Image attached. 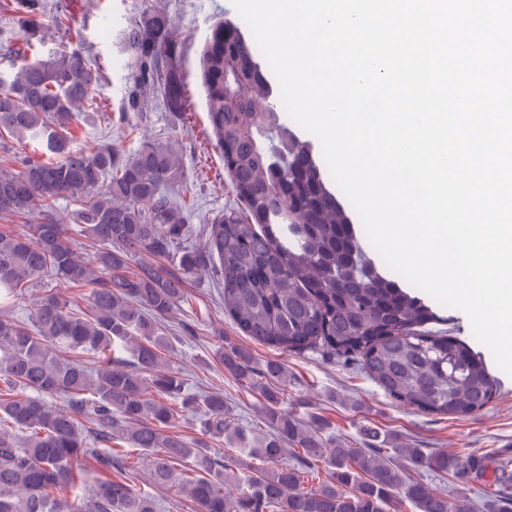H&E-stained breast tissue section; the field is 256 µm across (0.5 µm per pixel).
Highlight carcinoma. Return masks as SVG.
<instances>
[{
    "mask_svg": "<svg viewBox=\"0 0 512 512\" xmlns=\"http://www.w3.org/2000/svg\"><path fill=\"white\" fill-rule=\"evenodd\" d=\"M12 12L21 42L3 51L23 63L0 72V144L43 141L55 158L22 156L0 173V217L43 215L23 232L0 230V512H157L135 488L140 473L175 488L194 512H401L406 502L415 512H470L466 497L430 489L423 473L466 483L476 462L406 446L388 455L373 445L376 433L366 448L323 438L322 418L305 422L282 408L288 370L278 360L257 369L242 347L217 351L224 370L259 396L266 430L255 438L233 426L222 394L187 393L172 368L168 319L187 298L186 280L208 271L223 286L224 310L258 345L352 362L396 403L425 414L468 417L496 393L465 341L428 328L446 318L366 255L312 144L280 120V91L240 29L215 23L200 54L209 125L236 201L208 219L195 244L185 205L170 193L187 189L177 155L158 139L130 157L75 146L76 112L92 99L100 68L80 43L29 55L42 43L48 0H12ZM121 45L122 111H184L170 16L143 7ZM61 199L73 209L58 211ZM75 225L99 246L92 262L69 244ZM46 275L89 289L87 307L45 288L30 319H14L15 303ZM77 351L97 354V364L73 359ZM183 412L246 458L175 434ZM396 456L418 476L405 475ZM89 460L116 476L76 493ZM498 471L497 512H512V458ZM310 477L318 482L308 489Z\"/></svg>",
    "mask_w": 512,
    "mask_h": 512,
    "instance_id": "1",
    "label": "carcinoma"
}]
</instances>
